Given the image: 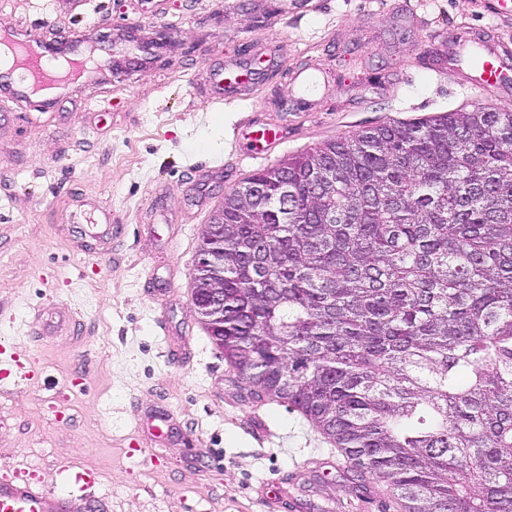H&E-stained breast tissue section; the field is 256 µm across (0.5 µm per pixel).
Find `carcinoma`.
I'll return each instance as SVG.
<instances>
[{
	"label": "carcinoma",
	"instance_id": "1",
	"mask_svg": "<svg viewBox=\"0 0 512 512\" xmlns=\"http://www.w3.org/2000/svg\"><path fill=\"white\" fill-rule=\"evenodd\" d=\"M201 323L400 512H512V110L393 122L246 178Z\"/></svg>",
	"mask_w": 512,
	"mask_h": 512
}]
</instances>
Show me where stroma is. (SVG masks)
I'll list each match as a JSON object with an SVG mask.
<instances>
[{
	"instance_id": "1",
	"label": "stroma",
	"mask_w": 512,
	"mask_h": 512,
	"mask_svg": "<svg viewBox=\"0 0 512 512\" xmlns=\"http://www.w3.org/2000/svg\"><path fill=\"white\" fill-rule=\"evenodd\" d=\"M0 0V28L49 18L140 39L169 33L179 48L158 66L71 85L52 111L0 115V344L33 359L38 378L0 387V471L88 472L104 512H292L261 490L331 512H387L379 484L329 463L331 445L299 413L249 400L207 335L192 300L200 235L252 165L228 159L233 125L281 106L292 68L319 71L321 101L288 115V158L369 127L507 100L459 88L427 62L460 23L512 36V0ZM276 45L283 67L259 99L231 105L195 95L200 71ZM224 162L188 182L187 168ZM115 226L110 246L90 224ZM62 315L46 333L38 312ZM164 317L170 331L154 321ZM187 340L193 358L167 355ZM280 438L253 439L256 418Z\"/></svg>"
}]
</instances>
